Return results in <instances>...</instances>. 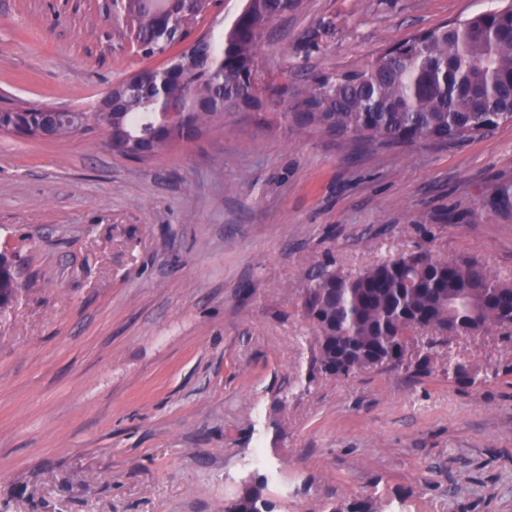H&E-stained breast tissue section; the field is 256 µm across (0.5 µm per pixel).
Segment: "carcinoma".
Wrapping results in <instances>:
<instances>
[{
  "label": "carcinoma",
  "mask_w": 512,
  "mask_h": 512,
  "mask_svg": "<svg viewBox=\"0 0 512 512\" xmlns=\"http://www.w3.org/2000/svg\"><path fill=\"white\" fill-rule=\"evenodd\" d=\"M297 8L292 0H247L218 40L205 42L202 65L185 73L141 79L139 98L120 122L117 141L131 146L149 138L156 150L182 141L162 127L161 98L187 102L191 124L201 129L237 110L263 112L261 98L247 93L256 65L258 18L273 19ZM145 56L172 45L159 18L145 10L137 18ZM405 50L380 57L342 79L313 84L283 104L279 116L307 112L304 126L361 141L467 140L484 134V120L512 123V16L485 12L419 32ZM39 106L0 112V123L21 130L38 127ZM303 306L313 322L310 377L348 379L361 371L406 366L416 377L430 373L433 351L450 336L478 334L494 324L512 328V281L491 275L480 262L448 261L412 252L349 273L323 264L306 273ZM17 292L15 278L0 275V306ZM427 331L421 336L419 332ZM265 482L255 481L225 512H265ZM390 501L373 498L334 506L330 512H390Z\"/></svg>",
  "instance_id": "cac0c4a2"
}]
</instances>
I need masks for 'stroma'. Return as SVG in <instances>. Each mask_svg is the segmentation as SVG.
Returning <instances> with one entry per match:
<instances>
[{
  "label": "stroma",
  "mask_w": 512,
  "mask_h": 512,
  "mask_svg": "<svg viewBox=\"0 0 512 512\" xmlns=\"http://www.w3.org/2000/svg\"><path fill=\"white\" fill-rule=\"evenodd\" d=\"M501 0H303L260 37L301 89ZM125 0H0V109L93 111L159 66ZM0 512H271L367 496L400 512H512V334L452 337L399 368L308 381L305 274L427 251L512 280V124L390 146L238 112L137 160L100 128L0 133ZM456 359L474 384L448 376ZM266 485L264 481H254L244 494L225 507V512H270L267 500L264 498Z\"/></svg>",
  "instance_id": "obj_1"
}]
</instances>
